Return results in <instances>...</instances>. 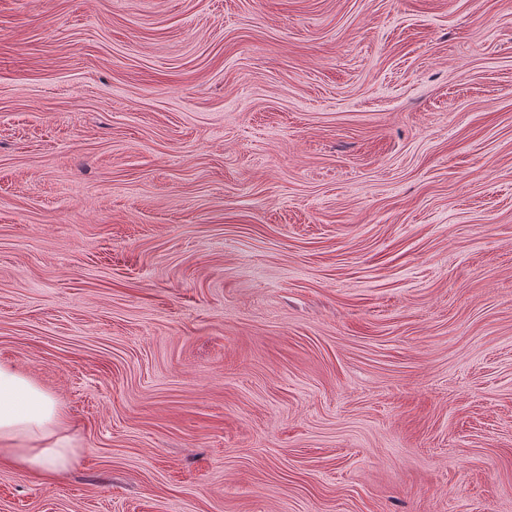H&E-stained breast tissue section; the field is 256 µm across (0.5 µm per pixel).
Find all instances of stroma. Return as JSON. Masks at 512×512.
Here are the masks:
<instances>
[{
  "label": "stroma",
  "instance_id": "obj_1",
  "mask_svg": "<svg viewBox=\"0 0 512 512\" xmlns=\"http://www.w3.org/2000/svg\"><path fill=\"white\" fill-rule=\"evenodd\" d=\"M2 361L0 512H512V0H0ZM69 421L52 393L14 365L0 363V465L52 481L81 458Z\"/></svg>",
  "mask_w": 512,
  "mask_h": 512
}]
</instances>
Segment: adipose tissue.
Segmentation results:
<instances>
[{"mask_svg": "<svg viewBox=\"0 0 512 512\" xmlns=\"http://www.w3.org/2000/svg\"><path fill=\"white\" fill-rule=\"evenodd\" d=\"M80 458L60 401L14 365L1 362L0 465L49 482Z\"/></svg>", "mask_w": 512, "mask_h": 512, "instance_id": "obj_1", "label": "adipose tissue"}]
</instances>
